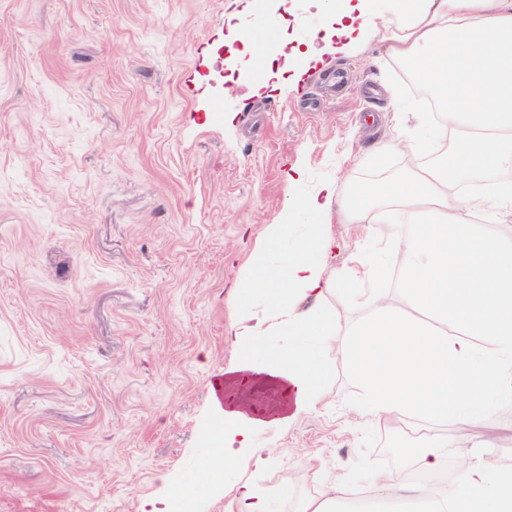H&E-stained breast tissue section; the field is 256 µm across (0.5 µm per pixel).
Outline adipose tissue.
<instances>
[{
	"mask_svg": "<svg viewBox=\"0 0 512 512\" xmlns=\"http://www.w3.org/2000/svg\"><path fill=\"white\" fill-rule=\"evenodd\" d=\"M383 29L388 55L407 65L441 106V121L425 142L411 146L405 170L380 182L375 193H340L327 181L303 199L316 223L289 237L270 225L253 267L241 278L236 305L246 318L231 334L238 363L215 379V409L224 438L241 450L233 468L261 466L255 440L261 419L235 410L228 389L253 376L281 389L279 423L311 412L322 399L318 382L329 380L336 321L326 295L370 309L349 332L343 355L364 387L357 414L387 425L402 418L441 423L481 422L498 403L512 402V228L498 227L512 214V185L459 194L466 181L512 171V0H375L372 7L336 11L319 43L320 59L332 38ZM462 134L451 153L423 161L449 131ZM337 212L349 224H401L405 232L352 251L334 270L337 243L318 222ZM402 253L400 286L425 311L417 318L379 287L387 261ZM262 309H252L248 292ZM313 299L292 316L296 299ZM448 439H421L412 462L435 476L434 484L399 485L394 473L369 476L376 498L399 492L423 512H512V466L482 456L448 475Z\"/></svg>",
	"mask_w": 512,
	"mask_h": 512,
	"instance_id": "ef3b65f1",
	"label": "adipose tissue"
}]
</instances>
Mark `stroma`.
Masks as SVG:
<instances>
[{
    "label": "stroma",
    "instance_id": "35a3bbf8",
    "mask_svg": "<svg viewBox=\"0 0 512 512\" xmlns=\"http://www.w3.org/2000/svg\"><path fill=\"white\" fill-rule=\"evenodd\" d=\"M335 0H0V512H139L202 484L217 434L212 383L234 365L230 285L270 225L310 224L318 183L378 182L377 143L427 105L379 34L308 60ZM264 44L256 63L233 30ZM402 96L394 107L391 89ZM300 169L298 182L287 174ZM329 229L349 251L397 224ZM314 411L266 426L265 467L223 471L194 512H238L249 479L299 512L337 473L392 470L389 429L357 416L340 354ZM435 424L415 420L416 445ZM448 463L484 448L512 465V403Z\"/></svg>",
    "mask_w": 512,
    "mask_h": 512
}]
</instances>
